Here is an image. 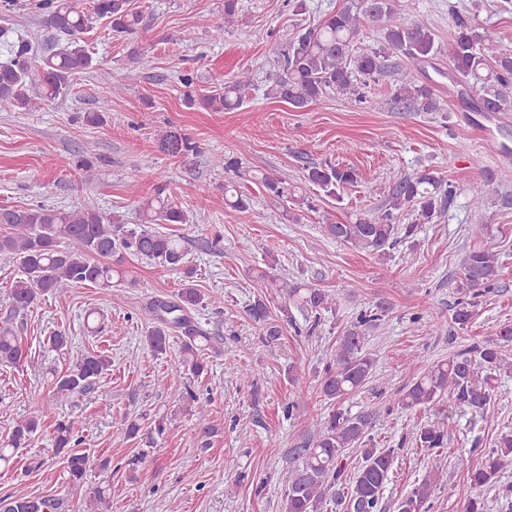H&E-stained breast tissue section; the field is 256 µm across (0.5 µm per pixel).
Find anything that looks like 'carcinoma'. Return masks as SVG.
I'll return each mask as SVG.
<instances>
[{"label": "carcinoma", "instance_id": "cac0c4a2", "mask_svg": "<svg viewBox=\"0 0 512 512\" xmlns=\"http://www.w3.org/2000/svg\"><path fill=\"white\" fill-rule=\"evenodd\" d=\"M27 7L42 18L52 32L45 52H34L29 41L18 38L6 41L7 60L0 62V112L36 111L41 104L66 94L73 79L96 66L93 53L83 35L93 17L106 18L118 36L132 35L141 22L129 8V0H29ZM398 0H350L344 8L325 14L313 26L299 27L288 42L279 71L265 95L295 109H303L314 100L330 93L363 99L358 80H374L384 73L385 50L413 61H427L442 52L431 22L424 16L406 21L396 18ZM237 0H224V24L213 29V37L224 38V30L237 22ZM379 27L384 47L361 48L362 28ZM448 62L454 75L479 88V111L512 110V53L502 51L494 37L481 33L469 19L453 16V32L448 42ZM252 84V75L240 71L224 81L216 93L200 100L188 93L189 107L201 102L221 112L240 106L244 91ZM393 99L413 112H437L440 102L426 83L403 71L398 77ZM161 151L191 159L198 152L196 143L186 134L170 129L159 138ZM353 167L335 164L307 166L303 179L320 188L325 196L357 182ZM260 180L275 197L289 196L310 204L308 197L297 193L295 186L264 173ZM473 202L480 204L498 194V182L485 174L468 187ZM456 187L437 173L424 170L405 175L394 184L383 212L362 215L354 223H327L322 234L356 248L385 255L400 241L414 235L417 226L429 224L442 211L445 201ZM224 202L234 209L247 208V196L231 183L224 185ZM142 223L131 227L101 213L92 203L77 209L46 205L21 208L0 207V258L17 263L23 278L16 281L9 294L10 307L0 324V362L19 365L27 356L26 347L17 336L11 321L32 307L41 297L65 295L78 285L112 287L126 280L125 254L132 253L162 267H182L185 277L177 299L150 306L151 325L145 342L157 355L169 350L172 331L181 333L175 354L177 367L199 377L206 370L202 343L208 340L188 316V311L207 302L218 303L221 296L202 295L190 279L195 269L186 266L187 252L183 237L149 229L151 224H187L188 211L168 199L167 184L158 183L153 193L139 204ZM411 222L404 223V220ZM470 245L462 261L457 281L461 299L457 301L451 321L459 328L468 326L475 315L478 299L491 292L499 277L497 242L487 224L469 228ZM256 296L247 306L249 318L264 324L270 318L264 288L269 272L251 275ZM284 305L279 307L281 320L295 325L291 309L314 316L318 325L321 315L335 308L337 297L307 282L284 279L280 285ZM387 308L381 304L359 314L356 321L338 336L336 350L327 362L320 379V393L332 411L309 438L291 450L298 464L288 470L282 497V512H320L331 499L344 512H386L384 491L393 465V450L379 448L370 433L371 423L361 415L342 408L344 400L356 394L370 378L375 359L365 349V331L376 326ZM52 348L66 351L69 366L62 373L53 372L55 394L69 397L87 391L96 379L112 366L103 352L75 346L69 337L56 333L49 338ZM512 372V324L490 326L485 345H474L445 360L421 370L414 381L398 391L392 403L402 411L422 409L431 419L421 425L416 441L422 448L440 450L448 446V415L445 403L465 406L476 413H486L494 399L497 376ZM182 399L196 416L197 433L212 436L215 426L210 418V401H202L188 389ZM47 407L39 405L31 415L15 423L9 446H0V463L9 464L18 450L32 439L46 418ZM56 453L64 455L69 480L78 485L83 480L89 456L75 450L79 444L73 423L59 421L53 429ZM359 453L361 461L352 476L346 475L348 454ZM457 466L471 481L482 487L497 483L499 473L512 467V431H503L485 457L475 461L463 454ZM443 478L441 459L426 472L395 506V512H428L430 500ZM62 503L50 497H0V512H57Z\"/></svg>", "mask_w": 512, "mask_h": 512}]
</instances>
